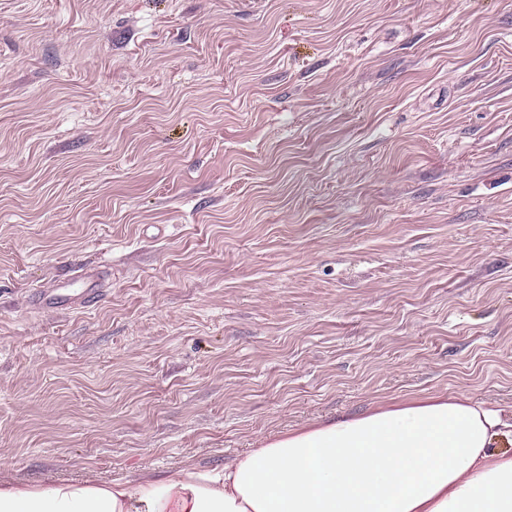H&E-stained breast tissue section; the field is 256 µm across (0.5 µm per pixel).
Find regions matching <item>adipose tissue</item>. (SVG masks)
Segmentation results:
<instances>
[{
	"label": "adipose tissue",
	"instance_id": "adipose-tissue-1",
	"mask_svg": "<svg viewBox=\"0 0 512 512\" xmlns=\"http://www.w3.org/2000/svg\"><path fill=\"white\" fill-rule=\"evenodd\" d=\"M512 419L469 398L288 433L212 469L3 485L0 512H512Z\"/></svg>",
	"mask_w": 512,
	"mask_h": 512
}]
</instances>
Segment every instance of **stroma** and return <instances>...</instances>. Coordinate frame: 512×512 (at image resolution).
<instances>
[{
  "instance_id": "35a3bbf8",
  "label": "stroma",
  "mask_w": 512,
  "mask_h": 512,
  "mask_svg": "<svg viewBox=\"0 0 512 512\" xmlns=\"http://www.w3.org/2000/svg\"><path fill=\"white\" fill-rule=\"evenodd\" d=\"M455 396L512 412V0H0V483Z\"/></svg>"
}]
</instances>
